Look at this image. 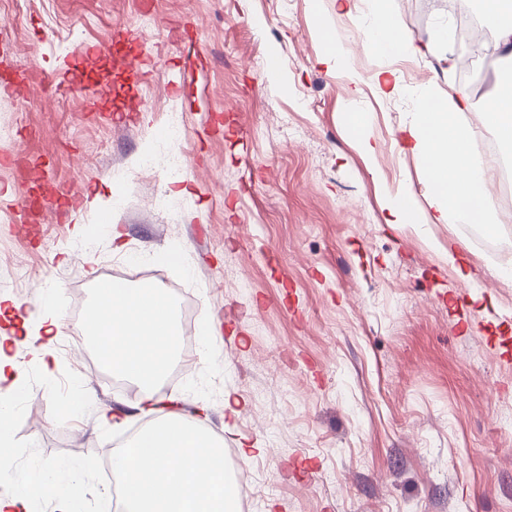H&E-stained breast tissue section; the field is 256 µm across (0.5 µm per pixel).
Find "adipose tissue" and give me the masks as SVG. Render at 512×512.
Segmentation results:
<instances>
[{"label": "adipose tissue", "mask_w": 512, "mask_h": 512, "mask_svg": "<svg viewBox=\"0 0 512 512\" xmlns=\"http://www.w3.org/2000/svg\"><path fill=\"white\" fill-rule=\"evenodd\" d=\"M369 44L381 61L399 54L424 55L408 42L395 21L373 9L366 15ZM408 134L412 150L430 173L431 199L438 220L448 224H491L495 215L484 191L482 161L472 150L476 131L465 119V93L426 90Z\"/></svg>", "instance_id": "1"}]
</instances>
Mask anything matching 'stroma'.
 <instances>
[{"mask_svg":"<svg viewBox=\"0 0 512 512\" xmlns=\"http://www.w3.org/2000/svg\"><path fill=\"white\" fill-rule=\"evenodd\" d=\"M380 7L429 48L383 84L336 0H31L14 24L0 0V297L58 315L46 365L0 317L18 367L0 500L36 483L26 512H54L72 485L75 512H121L107 459L151 418L71 353L68 318L110 273L152 269L195 312L188 371L155 395L223 441L239 512H512V225L433 222L402 135L436 86L492 138L481 106L512 60L457 44L448 0ZM405 188L422 223L389 221Z\"/></svg>","mask_w":512,"mask_h":512,"instance_id":"obj_1","label":"stroma"}]
</instances>
